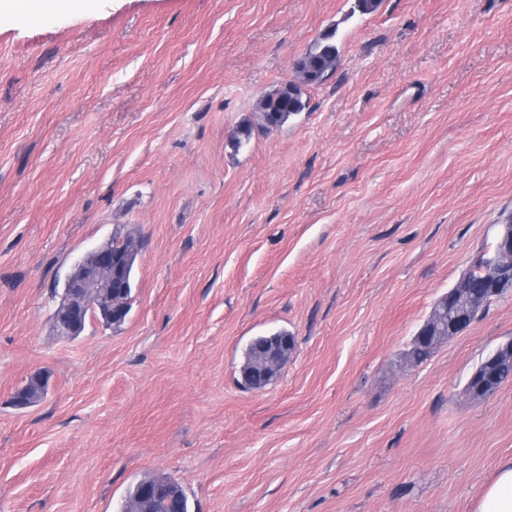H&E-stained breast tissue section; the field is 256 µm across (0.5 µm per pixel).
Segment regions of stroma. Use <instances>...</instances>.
Here are the masks:
<instances>
[{"label":"stroma","mask_w":512,"mask_h":512,"mask_svg":"<svg viewBox=\"0 0 512 512\" xmlns=\"http://www.w3.org/2000/svg\"><path fill=\"white\" fill-rule=\"evenodd\" d=\"M331 31L336 72L264 128ZM510 216L512 0L0 16V512H118L158 476L192 512H474L512 458V380L466 384L512 297L405 354ZM115 232L141 244L124 322L57 336L75 261ZM276 331L288 360L244 386ZM289 336L290 344H283L282 346L274 345L269 347L263 351H261L257 356L256 353V344L261 340H265L270 336ZM294 348V336L288 334V332L281 331L276 333H271L268 335H261L254 337L250 343L248 344L245 350V361L241 369V375L244 382V385L252 388L258 389L268 385L278 374L282 365L286 361L289 353ZM255 356V358H254ZM253 360V364L250 370L261 372L267 376L273 377L267 381L259 380L254 378L250 373H248V364Z\"/></svg>","instance_id":"1"}]
</instances>
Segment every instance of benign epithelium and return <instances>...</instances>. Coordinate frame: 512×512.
<instances>
[{"mask_svg":"<svg viewBox=\"0 0 512 512\" xmlns=\"http://www.w3.org/2000/svg\"><path fill=\"white\" fill-rule=\"evenodd\" d=\"M136 247L137 242L129 243L121 259L112 256L111 250H103L78 276L68 281L67 299L54 312L58 335L64 338L77 335L85 317L92 315L97 309H107L112 319L127 312L128 300L124 293L113 292L112 285L127 280L130 253ZM491 261L497 266V270L484 282L483 288L476 290L465 284L461 288L453 289L448 293V297L436 303L431 315L416 333V338L434 344L440 341L435 332V325L438 324V316L444 308L455 312L448 320V335H459L468 328L470 304L477 295L488 294L497 299L512 293V284L507 279L508 272L512 270V224L500 225ZM287 357L288 345H274L255 356L251 370L274 377ZM177 485L178 482L172 479L167 483L147 484L142 488L141 503L128 506L123 512H151L149 501L171 495Z\"/></svg>","mask_w":512,"mask_h":512,"instance_id":"obj_1","label":"benign epithelium"}]
</instances>
